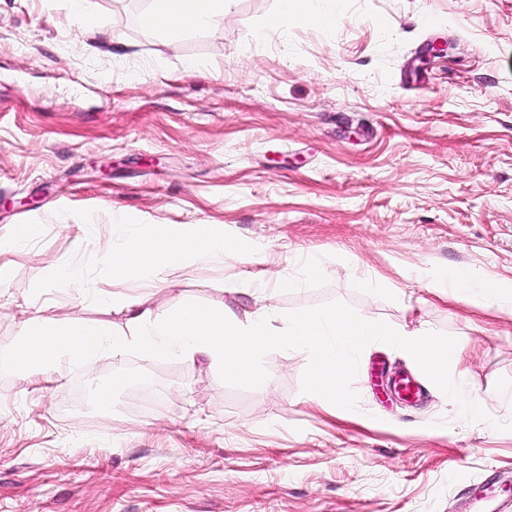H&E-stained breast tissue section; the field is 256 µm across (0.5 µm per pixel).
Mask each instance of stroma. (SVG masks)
Segmentation results:
<instances>
[{"mask_svg":"<svg viewBox=\"0 0 512 512\" xmlns=\"http://www.w3.org/2000/svg\"><path fill=\"white\" fill-rule=\"evenodd\" d=\"M89 4L111 39L68 0H0V240L39 227L0 255V512H512V314L432 287L512 285V0H334L330 32L269 30L277 0H234L169 47L148 0ZM126 212L259 248L190 263L151 295L159 314H241L262 281L286 315L453 343L455 395L381 340L350 364L348 412L309 396L311 354L282 345L258 359L265 393L135 352L21 376L23 316L127 331L102 303L127 292L107 264ZM310 255L321 276L277 289ZM71 266L94 291L56 279ZM405 375L417 401L393 389ZM465 398L481 417L459 420Z\"/></svg>","mask_w":512,"mask_h":512,"instance_id":"35a3bbf8","label":"stroma"}]
</instances>
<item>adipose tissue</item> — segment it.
I'll return each mask as SVG.
<instances>
[{"mask_svg": "<svg viewBox=\"0 0 512 512\" xmlns=\"http://www.w3.org/2000/svg\"><path fill=\"white\" fill-rule=\"evenodd\" d=\"M233 0H150L143 17L146 26L172 38L186 31H200L224 18ZM299 22L331 31L336 17L319 12L315 0H278L268 26ZM125 230L112 240L109 262L113 275L137 286L177 280L189 258L247 257L253 244L242 238H218L206 227L191 233L141 229L137 218H123ZM438 287L476 303L512 307V290L500 287L469 271L438 280ZM143 295H127L119 305L134 327L131 335L101 323L59 325L48 319H25L17 337L14 366L24 375L48 368L59 356L76 359L117 360L135 351L148 357L178 356L192 362L202 357L223 371L225 377L266 391L271 378L258 369L257 355L269 344L306 349L314 358L308 367L310 397L340 399L348 372V354L369 341L389 338L402 352L436 377L444 379L457 364L454 345H441L427 333H405L344 312L310 310L294 317L268 304L237 314L229 307L202 309L193 305L162 316L146 305Z\"/></svg>", "mask_w": 512, "mask_h": 512, "instance_id": "1", "label": "adipose tissue"}]
</instances>
